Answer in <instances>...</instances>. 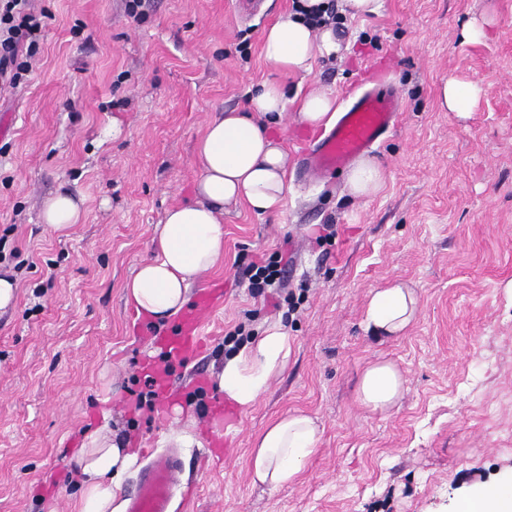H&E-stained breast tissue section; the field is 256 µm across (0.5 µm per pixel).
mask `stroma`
Instances as JSON below:
<instances>
[{
	"label": "stroma",
	"mask_w": 512,
	"mask_h": 512,
	"mask_svg": "<svg viewBox=\"0 0 512 512\" xmlns=\"http://www.w3.org/2000/svg\"><path fill=\"white\" fill-rule=\"evenodd\" d=\"M253 2L242 17L235 0H143L135 18L125 0H33L46 18L32 71L0 87V270L16 281L0 311V512H76L71 462L104 426L137 455L118 502L152 449L174 447L182 512H456L512 479V0H377L338 16L339 52L308 74L262 54L293 0ZM474 25L483 37L470 38ZM448 79L482 87L471 112L441 108ZM263 80L289 91L280 137L292 166L322 136L295 120L304 91L398 92L399 128L371 153L385 187L360 200L345 174L314 183L292 169L279 211L225 206L224 263L190 287L201 345L172 358L163 407L130 412L183 318L137 316L125 284L166 211L193 201L209 119L245 110ZM61 191L84 219L50 232L41 204ZM326 224L336 235L317 244ZM283 256L288 288L304 291L291 313L241 281L249 263ZM395 280L420 310L405 336L381 340L362 314ZM243 321L256 336L281 323L292 343L244 413L215 387L224 336ZM382 360L405 385L380 414L357 382ZM295 411L317 418L316 453L294 484L253 483L255 438Z\"/></svg>",
	"instance_id": "stroma-1"
}]
</instances>
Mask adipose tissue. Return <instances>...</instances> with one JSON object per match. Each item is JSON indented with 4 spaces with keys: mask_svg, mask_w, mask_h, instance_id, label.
<instances>
[{
    "mask_svg": "<svg viewBox=\"0 0 512 512\" xmlns=\"http://www.w3.org/2000/svg\"><path fill=\"white\" fill-rule=\"evenodd\" d=\"M338 50L333 27L312 28L300 14L281 18L263 35L264 59L277 70L307 74L317 57ZM287 102V88L268 80L257 85L246 112L224 111L209 120L196 146L201 170L194 187L196 201L167 211L154 229L153 256L125 285L127 300L138 313L154 321L176 316L190 300L191 283L222 264L226 205L244 204L261 213L282 208L288 192V155L276 132ZM41 217L46 229L63 231L81 223L83 213L72 196L60 193L44 200ZM419 304L415 289L391 282L371 294L362 326L378 338H399L416 320ZM290 354L287 331L270 325L227 360L216 378L218 392L247 411L284 369ZM403 386L398 366L379 361L362 372L357 397L364 408L382 413L398 401ZM319 437V426L308 414L294 412L276 419L253 443V481L272 490L296 482L316 452ZM134 461V454L125 451L110 429L92 432L76 461L78 512H121L113 501Z\"/></svg>",
    "mask_w": 512,
    "mask_h": 512,
    "instance_id": "ef3b65f1",
    "label": "adipose tissue"
}]
</instances>
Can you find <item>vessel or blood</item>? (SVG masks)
I'll return each mask as SVG.
<instances>
[{
	"label": "vessel or blood",
	"instance_id": "obj_1",
	"mask_svg": "<svg viewBox=\"0 0 512 512\" xmlns=\"http://www.w3.org/2000/svg\"><path fill=\"white\" fill-rule=\"evenodd\" d=\"M395 94L365 92L339 116L320 144L303 155L306 176L321 179L345 168L396 128ZM181 461L174 452L157 454L142 471L126 512H169Z\"/></svg>",
	"mask_w": 512,
	"mask_h": 512
}]
</instances>
